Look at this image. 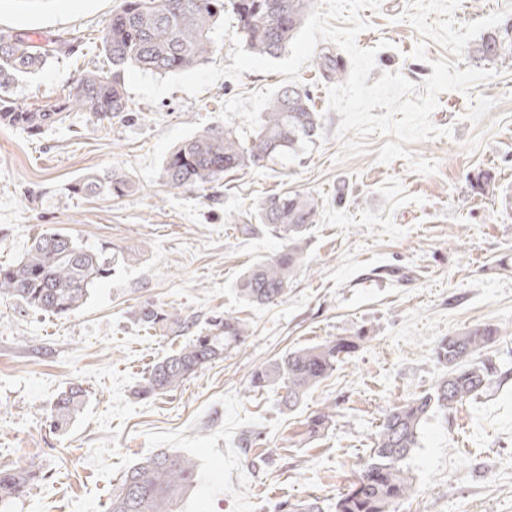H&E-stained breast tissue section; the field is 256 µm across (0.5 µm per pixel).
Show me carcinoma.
Masks as SVG:
<instances>
[{
  "instance_id": "carcinoma-1",
  "label": "carcinoma",
  "mask_w": 512,
  "mask_h": 512,
  "mask_svg": "<svg viewBox=\"0 0 512 512\" xmlns=\"http://www.w3.org/2000/svg\"><path fill=\"white\" fill-rule=\"evenodd\" d=\"M315 0H123L102 29L106 71L88 70L57 103L28 109L12 99L15 84L42 72L70 41L56 39L40 46L25 32L0 30V124L32 135L82 110L99 120L130 111L125 69L133 66L159 75L174 74L201 63L214 51L213 29L230 8L246 47L254 54L276 56L298 34ZM487 63L512 64V21L484 34L472 48ZM318 113L309 92L298 86L280 88L266 105L253 139L241 140L230 129H206L185 140L164 159L161 177L172 189L218 183L228 173L260 168L274 155L294 151L317 134ZM472 188L495 190V177L479 173ZM135 190L124 172L107 171L78 178L69 188L74 196L122 197ZM319 200L301 193L264 197L255 221L283 240L273 256L250 265L236 282L243 300L255 305L279 302L288 284L307 260L308 232L316 222ZM111 249L84 247L72 236L43 232L19 260L0 265V299L14 300L51 315H68L85 303L90 291L112 271ZM140 322L153 328L186 326L189 319L176 308L143 305ZM489 325H476L443 339L436 350L448 373L428 391L389 408L373 439L369 460L357 480L334 504L316 499L278 506V512H396L397 504L414 490L406 460L418 447L422 426L436 413H448L490 385L495 367L477 360L497 341ZM249 336L248 325L231 316L217 319L205 335L194 336L180 350L156 362L139 385L143 396L172 391L199 369L224 358V352ZM355 345L343 339L296 348L255 369L248 389L276 387L281 402L297 406L326 379ZM86 390L79 383L61 391L47 415L49 427L61 431L81 412ZM332 410L321 409L305 421L304 435H319L334 423ZM38 480L36 470H0V506L11 503ZM197 485L195 463L175 452L161 451L129 468L112 489L108 512H174V506Z\"/></svg>"
}]
</instances>
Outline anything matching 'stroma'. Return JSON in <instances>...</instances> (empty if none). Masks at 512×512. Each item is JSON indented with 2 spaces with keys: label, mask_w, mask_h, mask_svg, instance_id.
<instances>
[{
  "label": "stroma",
  "mask_w": 512,
  "mask_h": 512,
  "mask_svg": "<svg viewBox=\"0 0 512 512\" xmlns=\"http://www.w3.org/2000/svg\"><path fill=\"white\" fill-rule=\"evenodd\" d=\"M120 2L0 0V29L79 44L19 82L15 101L54 104L83 71L106 66L101 30ZM407 9L408 0H382L380 9L362 10L367 27L355 42L378 51L370 80L397 71L419 86L431 61L449 58L433 42L425 59L413 58L419 36ZM328 57L350 71L347 53L322 41L298 82L319 114L314 141L211 188L166 186L165 157L210 127L250 139L284 75L246 72L197 97L176 90L154 104L133 97L131 116L109 121L73 111L36 136L0 126V263L55 230L119 256L111 277L67 316L0 301V468L31 465L42 474L7 512H106L124 472L161 449L198 464V485L179 512H274L277 503L307 498L331 504L367 463L384 411L446 374L439 342L479 324L498 331L484 352L498 376L425 422L406 462L414 490L398 512H512V206L504 204L512 197V66H494L475 87L497 101L481 123L467 118L469 95L439 94L431 121L452 135L411 144L437 165L417 174L402 159L378 162L379 134L367 138L364 154L340 159L341 117L327 94L339 80L324 66ZM113 169L137 191L69 194L81 176ZM485 170L496 175L495 195L470 186ZM286 191L320 202L309 266L282 302L251 305L234 284L282 241L248 218L264 197ZM148 302L180 309L188 327H147L137 312ZM224 315L247 323L242 345L173 391L137 396L155 362ZM336 338L359 345L297 410H282L277 390L249 391L262 363ZM73 382L86 389L87 403L67 433L53 432L50 404ZM326 406L336 410L332 426L303 440L307 416ZM252 434L257 442L242 447Z\"/></svg>",
  "instance_id": "1"
}]
</instances>
